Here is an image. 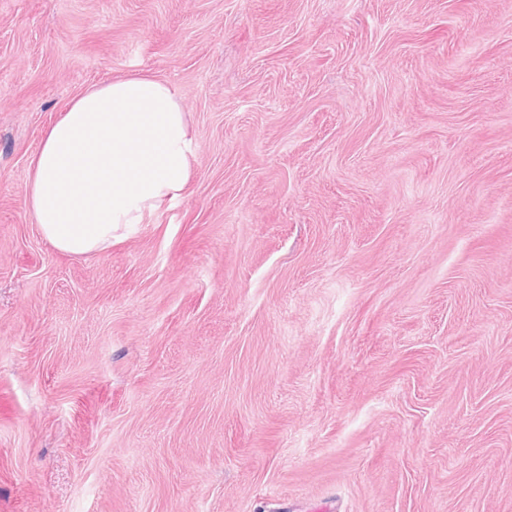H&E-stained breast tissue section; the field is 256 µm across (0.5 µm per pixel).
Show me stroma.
I'll use <instances>...</instances> for the list:
<instances>
[{
	"label": "stroma",
	"instance_id": "stroma-1",
	"mask_svg": "<svg viewBox=\"0 0 512 512\" xmlns=\"http://www.w3.org/2000/svg\"><path fill=\"white\" fill-rule=\"evenodd\" d=\"M143 73L183 196L71 257L29 161ZM512 512V0H0V512Z\"/></svg>",
	"mask_w": 512,
	"mask_h": 512
}]
</instances>
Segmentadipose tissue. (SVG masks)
I'll use <instances>...</instances> for the list:
<instances>
[{
  "label": "adipose tissue",
  "instance_id": "obj_1",
  "mask_svg": "<svg viewBox=\"0 0 512 512\" xmlns=\"http://www.w3.org/2000/svg\"><path fill=\"white\" fill-rule=\"evenodd\" d=\"M192 146L183 97L165 82L136 73L89 88L30 159L29 213L58 252H103L182 195Z\"/></svg>",
  "mask_w": 512,
  "mask_h": 512
}]
</instances>
